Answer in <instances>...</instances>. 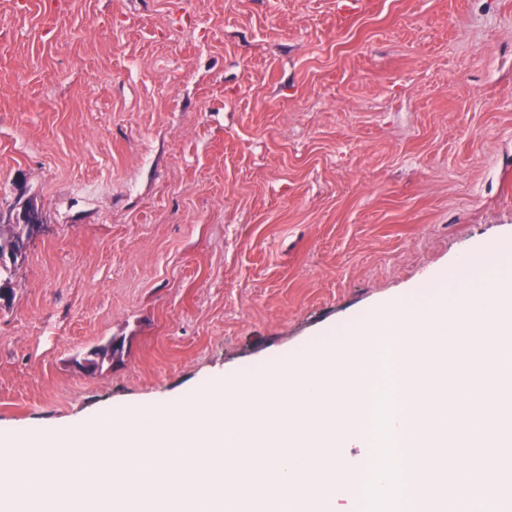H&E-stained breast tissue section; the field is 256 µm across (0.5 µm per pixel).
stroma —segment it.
Here are the masks:
<instances>
[{
	"instance_id": "stroma-1",
	"label": "stroma",
	"mask_w": 512,
	"mask_h": 512,
	"mask_svg": "<svg viewBox=\"0 0 512 512\" xmlns=\"http://www.w3.org/2000/svg\"><path fill=\"white\" fill-rule=\"evenodd\" d=\"M29 209L1 425L175 397L428 297L512 230V0H0V212Z\"/></svg>"
}]
</instances>
